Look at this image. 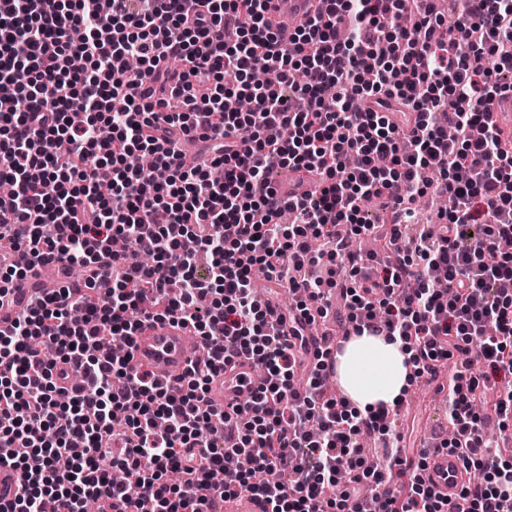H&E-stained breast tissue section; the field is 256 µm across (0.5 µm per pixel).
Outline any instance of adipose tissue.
Listing matches in <instances>:
<instances>
[{
  "label": "adipose tissue",
  "mask_w": 512,
  "mask_h": 512,
  "mask_svg": "<svg viewBox=\"0 0 512 512\" xmlns=\"http://www.w3.org/2000/svg\"><path fill=\"white\" fill-rule=\"evenodd\" d=\"M335 358L345 397L363 412L393 406L414 381V367L402 342L384 335L351 337Z\"/></svg>",
  "instance_id": "1"
}]
</instances>
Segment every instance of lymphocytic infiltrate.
I'll use <instances>...</instances> for the list:
<instances>
[{"label":"lymphocytic infiltrate","mask_w":512,"mask_h":512,"mask_svg":"<svg viewBox=\"0 0 512 512\" xmlns=\"http://www.w3.org/2000/svg\"><path fill=\"white\" fill-rule=\"evenodd\" d=\"M268 2L0 0V82L20 101L0 110V179L14 186L0 238L28 256L0 267V294L31 269L61 273L0 333V449L23 475L9 512H222L243 493L270 512H367L365 486L383 488L384 512H448L419 476L389 491L399 447L379 465L362 454L399 407L363 414L323 391L307 329L336 290L355 334L399 337L416 378L454 360L440 445L472 473L461 512H508L512 465L474 403L512 425V253L498 249L512 238V131L492 112L512 91V0H451L446 14L439 0H321L287 43ZM239 96L247 111L226 107ZM187 140L204 153L190 165ZM277 167L318 191L282 199ZM428 193L448 206L405 241ZM365 235L376 251L355 249ZM260 269L294 305L254 302ZM153 320L203 345L178 383L128 353L89 356ZM242 352L263 384L247 411L213 406L211 378ZM60 362L74 376L61 388ZM263 470L279 480L253 483Z\"/></svg>","instance_id":"1"}]
</instances>
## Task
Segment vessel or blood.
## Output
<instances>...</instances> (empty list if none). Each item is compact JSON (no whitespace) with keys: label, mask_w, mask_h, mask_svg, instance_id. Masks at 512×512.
Returning a JSON list of instances; mask_svg holds the SVG:
<instances>
[{"label":"vessel or blood","mask_w":512,"mask_h":512,"mask_svg":"<svg viewBox=\"0 0 512 512\" xmlns=\"http://www.w3.org/2000/svg\"><path fill=\"white\" fill-rule=\"evenodd\" d=\"M317 0H270L267 20L280 37H288L289 25L300 24L311 18L316 10ZM41 275H34L15 289L16 302L0 307V330H9L20 307L18 302L30 289L44 287ZM201 349L199 341L183 326L169 322L145 323L134 339L133 361L151 365L161 382L180 378L185 374L191 361ZM254 373L252 363L234 359L226 364L209 384L208 398L220 407L229 408L250 396L255 386L251 382ZM425 479L435 492L447 499L450 512H455L460 501V491L467 484L469 475L463 463L446 450L430 451ZM23 481L22 473L9 461H0V504L14 500ZM224 512H269L264 498L242 494L224 504Z\"/></svg>","instance_id":"obj_1"}]
</instances>
